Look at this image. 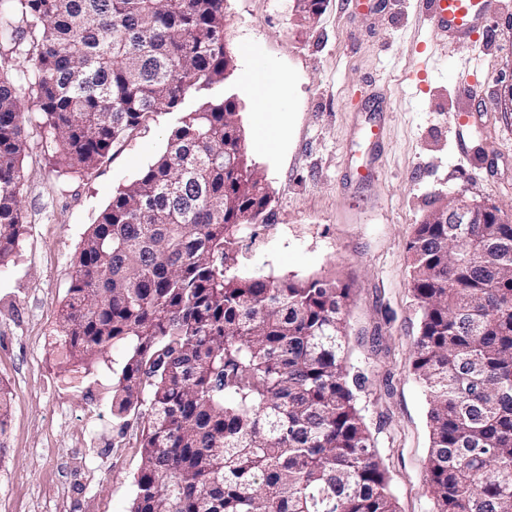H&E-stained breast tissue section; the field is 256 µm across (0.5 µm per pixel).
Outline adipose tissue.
Returning a JSON list of instances; mask_svg holds the SVG:
<instances>
[{
	"label": "adipose tissue",
	"instance_id": "obj_1",
	"mask_svg": "<svg viewBox=\"0 0 512 512\" xmlns=\"http://www.w3.org/2000/svg\"><path fill=\"white\" fill-rule=\"evenodd\" d=\"M243 80L252 94L257 116V139L267 146L277 145L286 126V112L283 108L289 95L286 80L271 78L266 67L260 64L248 69Z\"/></svg>",
	"mask_w": 512,
	"mask_h": 512
}]
</instances>
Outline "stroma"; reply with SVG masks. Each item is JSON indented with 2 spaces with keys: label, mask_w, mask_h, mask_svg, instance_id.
<instances>
[{
  "label": "stroma",
  "mask_w": 512,
  "mask_h": 512,
  "mask_svg": "<svg viewBox=\"0 0 512 512\" xmlns=\"http://www.w3.org/2000/svg\"><path fill=\"white\" fill-rule=\"evenodd\" d=\"M222 84L254 114L242 73L261 61L290 85L288 129L271 150L246 140L272 196L267 223L240 244L243 274L338 280L348 310L356 404L390 474L400 512H433L426 482L428 400L410 368L419 332L408 250L415 229L448 196L512 217V0H496L478 41L443 44L417 0H325L305 21L293 0H226ZM389 110L370 177L352 161L373 149L359 135ZM176 116L149 115L89 174L62 172L44 128L26 126L24 233L0 273V381L10 394L0 437V512H128L143 419L112 417V372L61 360L59 310L81 243L100 209L160 154ZM468 153H461L458 136Z\"/></svg>",
  "instance_id": "1"
}]
</instances>
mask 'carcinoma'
Masks as SVG:
<instances>
[{
    "mask_svg": "<svg viewBox=\"0 0 512 512\" xmlns=\"http://www.w3.org/2000/svg\"><path fill=\"white\" fill-rule=\"evenodd\" d=\"M226 0H0V268L23 233V102L56 162L88 173L154 112L165 151L85 236L60 344L68 365L120 349L112 418L144 419L129 512H399L348 369L351 289L239 275V243L272 198L244 164L224 81ZM466 243L427 218L410 242L434 512H512V220L477 206ZM10 391L0 384V437ZM31 47L30 42L25 39L19 50L11 53L8 47L0 48L2 54V65L4 69H9L15 72L24 69L29 64V57L31 52L27 51ZM0 54V58H1ZM5 62V63H4Z\"/></svg>",
    "mask_w": 512,
    "mask_h": 512,
    "instance_id": "cac0c4a2",
    "label": "carcinoma"
}]
</instances>
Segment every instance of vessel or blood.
<instances>
[{"label":"vessel or blood","mask_w":512,"mask_h":512,"mask_svg":"<svg viewBox=\"0 0 512 512\" xmlns=\"http://www.w3.org/2000/svg\"><path fill=\"white\" fill-rule=\"evenodd\" d=\"M422 13L449 42L478 40L487 29L493 0H419Z\"/></svg>","instance_id":"vessel-or-blood-1"}]
</instances>
